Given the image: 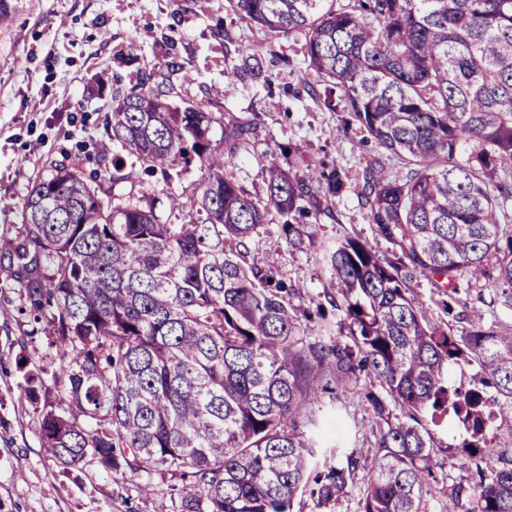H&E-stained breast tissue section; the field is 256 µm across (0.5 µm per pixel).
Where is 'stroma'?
Returning a JSON list of instances; mask_svg holds the SVG:
<instances>
[{
    "label": "stroma",
    "instance_id": "1",
    "mask_svg": "<svg viewBox=\"0 0 512 512\" xmlns=\"http://www.w3.org/2000/svg\"><path fill=\"white\" fill-rule=\"evenodd\" d=\"M10 2L12 21L0 28V236L14 235L21 225L27 188L49 162L75 163L86 177H105L112 168L98 153L105 117L114 97L138 85L141 72L148 76L145 91L161 92L171 106L198 104L251 125L229 170L251 198L266 197L270 159L300 172L321 163L348 171L350 188L332 199L328 214L305 224L303 248L289 247L273 223L252 235L250 263L262 267L276 257L277 277L295 288L299 310L315 312L330 291L323 260L328 246L356 235L378 252L393 251L358 197L367 160L387 153L359 127L339 133L341 112L312 100L322 85L304 60L302 34L261 29L238 17L228 0ZM242 47L262 59L261 76L243 70ZM200 178L197 165H180L170 180L145 178L142 193L163 221L178 224ZM28 321L14 281L0 267V512H156L158 501L169 497V478L152 476L155 494L148 498L127 472L94 459L67 469L41 448L37 415L19 394V361L38 368L48 349L42 337L19 347ZM317 383L322 438L345 439L358 470L346 495L320 508L302 496L293 512H360L377 457V422L366 395L384 389L365 372L338 384L327 368ZM432 432L437 484L451 489L471 483L475 470L460 461L464 434L455 421Z\"/></svg>",
    "mask_w": 512,
    "mask_h": 512
}]
</instances>
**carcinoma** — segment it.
<instances>
[{"instance_id": "carcinoma-1", "label": "carcinoma", "mask_w": 512, "mask_h": 512, "mask_svg": "<svg viewBox=\"0 0 512 512\" xmlns=\"http://www.w3.org/2000/svg\"><path fill=\"white\" fill-rule=\"evenodd\" d=\"M254 25L305 37L308 68L326 108L343 105L396 163L374 160L358 191L377 234L399 248L382 255L358 236L325 249L348 327L344 345L308 342L327 332L292 304L275 266L249 262L262 224L302 244L300 220L329 211L349 188L338 167L298 173L270 160L267 196L255 200L226 175L251 128L200 106L171 107L132 90L106 117L112 174L88 183L53 163L22 203L23 224L0 239V261L30 316L24 336L54 350L47 385L22 395L42 407L39 441L61 464L93 456L107 469L175 480L157 512H292L309 494L320 507L346 494L358 460L320 463L314 428L320 369L343 382L366 371L387 397L366 396L379 456L363 512H512V460L481 443L506 404L512 412V330L485 320L469 291H492L512 312V0H230ZM223 126L225 148L211 144ZM199 164L197 194L182 223L167 224L134 193L140 174ZM130 184L126 193L115 192ZM422 280L451 321L431 323L414 302ZM478 370L454 387L448 365ZM399 406L395 415L389 403ZM454 415L462 457H480L478 480L431 484L428 425Z\"/></svg>"}]
</instances>
